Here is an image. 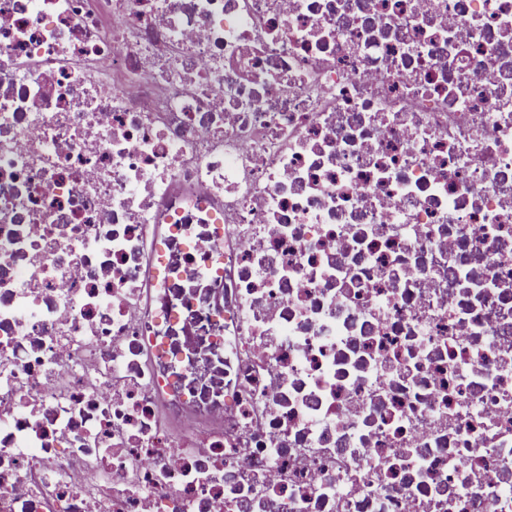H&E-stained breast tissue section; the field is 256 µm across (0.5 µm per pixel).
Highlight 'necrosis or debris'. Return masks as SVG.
<instances>
[{"instance_id":"necrosis-or-debris-1","label":"necrosis or debris","mask_w":512,"mask_h":512,"mask_svg":"<svg viewBox=\"0 0 512 512\" xmlns=\"http://www.w3.org/2000/svg\"><path fill=\"white\" fill-rule=\"evenodd\" d=\"M0 512H512V0H0Z\"/></svg>"}]
</instances>
